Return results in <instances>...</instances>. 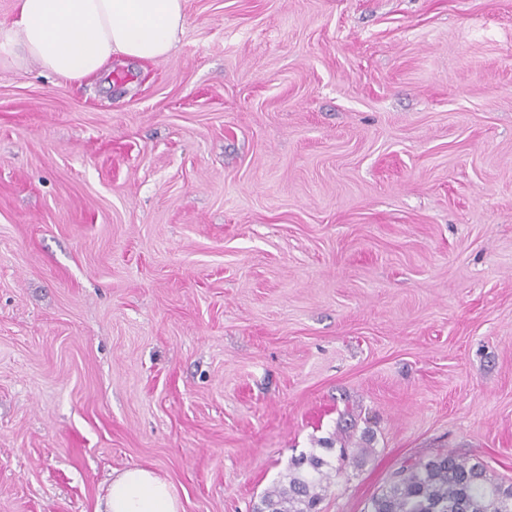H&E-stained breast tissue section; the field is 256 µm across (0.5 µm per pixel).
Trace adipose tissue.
Segmentation results:
<instances>
[{
    "mask_svg": "<svg viewBox=\"0 0 512 512\" xmlns=\"http://www.w3.org/2000/svg\"><path fill=\"white\" fill-rule=\"evenodd\" d=\"M0 27V54L37 63L58 78L97 75L113 58H165L186 24L185 0H16ZM173 484L155 471L117 473L96 512H180Z\"/></svg>",
    "mask_w": 512,
    "mask_h": 512,
    "instance_id": "adipose-tissue-1",
    "label": "adipose tissue"
}]
</instances>
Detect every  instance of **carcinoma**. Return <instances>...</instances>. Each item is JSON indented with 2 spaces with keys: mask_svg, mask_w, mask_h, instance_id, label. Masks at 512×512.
<instances>
[{
  "mask_svg": "<svg viewBox=\"0 0 512 512\" xmlns=\"http://www.w3.org/2000/svg\"><path fill=\"white\" fill-rule=\"evenodd\" d=\"M330 470L320 456H301L288 485L265 493L255 512H317ZM370 512H512V486L494 482L479 463L442 453L400 471L372 498Z\"/></svg>",
  "mask_w": 512,
  "mask_h": 512,
  "instance_id": "1",
  "label": "carcinoma"
}]
</instances>
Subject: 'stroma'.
Masks as SVG:
<instances>
[{
  "instance_id": "35a3bbf8",
  "label": "stroma",
  "mask_w": 512,
  "mask_h": 512,
  "mask_svg": "<svg viewBox=\"0 0 512 512\" xmlns=\"http://www.w3.org/2000/svg\"><path fill=\"white\" fill-rule=\"evenodd\" d=\"M156 62L0 58V512L113 473L367 512L438 452L512 485V0H187ZM288 486L276 487L263 495L255 512H317L327 492L332 469L330 462L315 454L293 462Z\"/></svg>"
}]
</instances>
